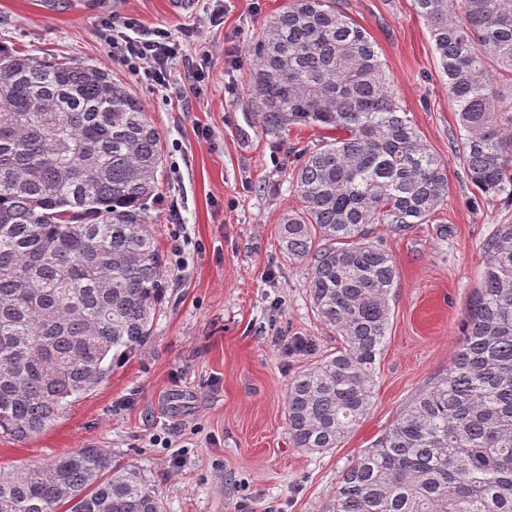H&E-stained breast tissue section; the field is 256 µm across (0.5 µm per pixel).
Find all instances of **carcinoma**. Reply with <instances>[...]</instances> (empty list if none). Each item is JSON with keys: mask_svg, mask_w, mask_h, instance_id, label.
I'll return each mask as SVG.
<instances>
[{"mask_svg": "<svg viewBox=\"0 0 512 512\" xmlns=\"http://www.w3.org/2000/svg\"><path fill=\"white\" fill-rule=\"evenodd\" d=\"M465 132L458 160L512 206V0H413ZM266 133L336 130L299 155L302 199L281 244L341 337L287 395L298 448L339 447L368 412L397 270L371 225L428 223L447 165L401 112L369 32L338 0H290L254 48ZM161 138L140 99L96 66L0 43V433L53 426L144 347L167 294L151 232ZM0 512H162L106 448L0 470ZM324 512H512V224L483 247L480 288L448 372L341 475Z\"/></svg>", "mask_w": 512, "mask_h": 512, "instance_id": "cac0c4a2", "label": "carcinoma"}]
</instances>
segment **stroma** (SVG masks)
Segmentation results:
<instances>
[{
  "mask_svg": "<svg viewBox=\"0 0 512 512\" xmlns=\"http://www.w3.org/2000/svg\"><path fill=\"white\" fill-rule=\"evenodd\" d=\"M342 2L377 42L408 120L446 162L448 197L430 223L376 226L398 286L373 404L340 447L309 453L288 433L289 383L340 338L311 304L306 264L285 257L279 240L285 216L303 206L291 188L295 161L328 132L265 135L250 90L251 47L289 0H224L215 21L211 0H71L65 10L0 0V42L89 62L143 102L162 138L151 230L170 285L148 344L40 435L0 436V469L93 446L139 467L164 512H322L361 451L447 372L483 246L512 222V206L479 201L463 174L448 84L413 0ZM114 19L180 41L166 87L113 52L105 24Z\"/></svg>",
  "mask_w": 512,
  "mask_h": 512,
  "instance_id": "stroma-1",
  "label": "stroma"
}]
</instances>
